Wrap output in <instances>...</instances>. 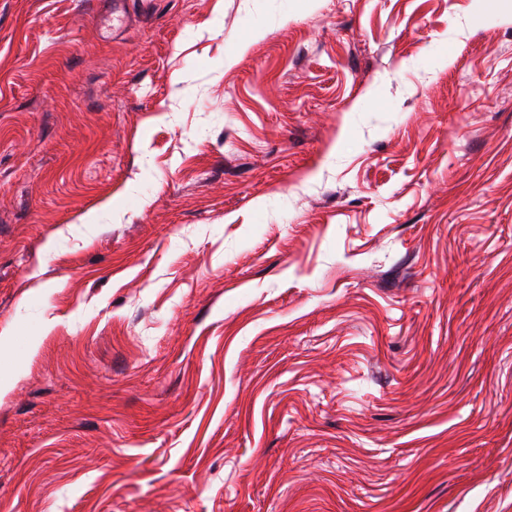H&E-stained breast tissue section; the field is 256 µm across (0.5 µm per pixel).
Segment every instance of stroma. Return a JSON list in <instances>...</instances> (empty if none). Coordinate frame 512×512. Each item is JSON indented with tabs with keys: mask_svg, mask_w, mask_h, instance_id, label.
Instances as JSON below:
<instances>
[{
	"mask_svg": "<svg viewBox=\"0 0 512 512\" xmlns=\"http://www.w3.org/2000/svg\"><path fill=\"white\" fill-rule=\"evenodd\" d=\"M0 0V512H512V0ZM107 11L100 14L97 26L103 38L122 36L139 16L149 12L152 0H109Z\"/></svg>",
	"mask_w": 512,
	"mask_h": 512,
	"instance_id": "obj_1",
	"label": "stroma"
}]
</instances>
